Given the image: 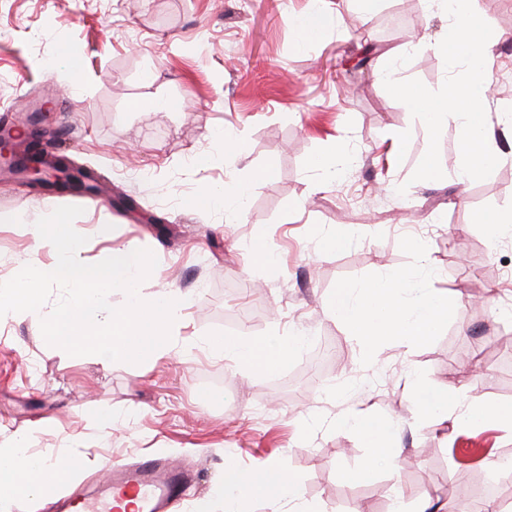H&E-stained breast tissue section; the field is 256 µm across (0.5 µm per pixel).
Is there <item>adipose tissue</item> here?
Listing matches in <instances>:
<instances>
[{
	"mask_svg": "<svg viewBox=\"0 0 512 512\" xmlns=\"http://www.w3.org/2000/svg\"><path fill=\"white\" fill-rule=\"evenodd\" d=\"M324 309L369 351L387 339L417 344L446 323L450 313L447 301L421 294L410 276L398 271L358 288H338L325 300ZM302 341V336L275 330L260 340L227 336L209 341L208 346L239 366L260 371L286 362ZM30 437V431L17 432L12 448L0 452V512H12L19 498L64 488L84 470V461L72 449L57 461L33 457L27 450ZM223 498L224 512H238L240 501L252 498L286 503L293 512H314L298 481L278 461L254 471L225 466Z\"/></svg>",
	"mask_w": 512,
	"mask_h": 512,
	"instance_id": "obj_1",
	"label": "adipose tissue"
}]
</instances>
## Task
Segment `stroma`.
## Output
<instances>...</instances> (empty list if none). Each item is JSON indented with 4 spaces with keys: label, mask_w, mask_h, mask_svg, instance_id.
Segmentation results:
<instances>
[{
    "label": "stroma",
    "mask_w": 512,
    "mask_h": 512,
    "mask_svg": "<svg viewBox=\"0 0 512 512\" xmlns=\"http://www.w3.org/2000/svg\"><path fill=\"white\" fill-rule=\"evenodd\" d=\"M472 5L493 29L483 104L499 163L463 184L453 125L440 137L443 179L411 182L429 138L384 88L385 65L408 49L413 59L393 78L442 86L448 16L438 0H379L366 19L355 0H0V118L53 101L38 144L90 168L103 196L90 204L35 191L0 169V278L14 276L31 244L24 225L82 207L78 226L112 227L111 240L90 239L88 257L113 246L152 251L157 265L141 289L177 290L178 337L197 344L187 359L106 368L48 345L26 314L0 317V443L28 429L30 454L51 460L71 444L87 461L85 484L107 459L164 451L192 477L188 512L211 501L228 454L247 470L283 462L319 512H383L396 483L407 501L430 496L447 512H481L466 496L475 470L450 451L512 448V424L462 420L468 401L512 407V345L497 342L512 331V236L494 240L485 227L512 208V123L501 117L512 104V0ZM312 9L327 25L298 40L291 21ZM62 40L83 48L75 87L54 61ZM157 97L186 109H146ZM228 133L242 136L233 158ZM202 154L210 162L199 168ZM327 154L339 172L325 182L312 162ZM232 179L254 182L246 202L185 207L201 187ZM340 226L348 243L325 248ZM258 234L275 266L256 261ZM392 271L445 297L451 312L423 343L386 341L366 357L323 301ZM276 323L304 325L311 340L271 370L231 366L203 347L243 332L261 338ZM317 337L330 362L315 367ZM417 377L447 387L444 430L419 415ZM106 410L118 420L101 434L94 419ZM351 416L398 428L389 463L366 477L364 440L337 425Z\"/></svg>",
    "instance_id": "1"
}]
</instances>
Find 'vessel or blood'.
Returning a JSON list of instances; mask_svg holds the SVG:
<instances>
[{
  "mask_svg": "<svg viewBox=\"0 0 512 512\" xmlns=\"http://www.w3.org/2000/svg\"><path fill=\"white\" fill-rule=\"evenodd\" d=\"M188 478L167 456L149 453L132 462L108 461L104 475L91 486L76 488L61 499L56 512H121L128 496L137 512H180Z\"/></svg>",
  "mask_w": 512,
  "mask_h": 512,
  "instance_id": "b4317fda",
  "label": "vessel or blood"
}]
</instances>
